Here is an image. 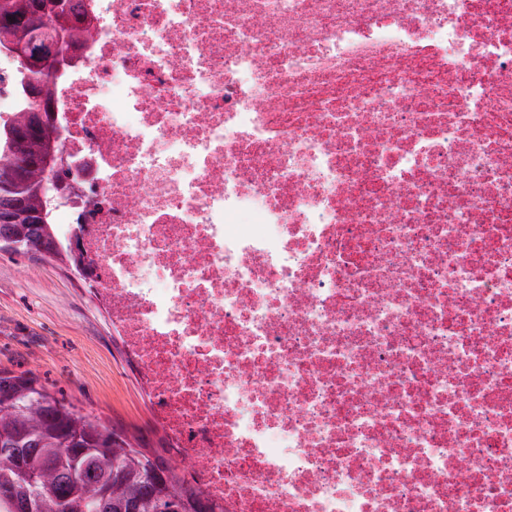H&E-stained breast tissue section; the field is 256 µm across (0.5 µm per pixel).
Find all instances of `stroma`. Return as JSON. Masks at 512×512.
<instances>
[{"mask_svg":"<svg viewBox=\"0 0 512 512\" xmlns=\"http://www.w3.org/2000/svg\"><path fill=\"white\" fill-rule=\"evenodd\" d=\"M0 371L33 373L57 397L167 448L106 304L66 265L0 252Z\"/></svg>","mask_w":512,"mask_h":512,"instance_id":"stroma-1","label":"stroma"}]
</instances>
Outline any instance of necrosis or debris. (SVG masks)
Returning a JSON list of instances; mask_svg holds the SVG:
<instances>
[{
  "mask_svg": "<svg viewBox=\"0 0 512 512\" xmlns=\"http://www.w3.org/2000/svg\"><path fill=\"white\" fill-rule=\"evenodd\" d=\"M71 209L224 512H512V0H80Z\"/></svg>",
  "mask_w": 512,
  "mask_h": 512,
  "instance_id": "necrosis-or-debris-1",
  "label": "necrosis or debris"
}]
</instances>
